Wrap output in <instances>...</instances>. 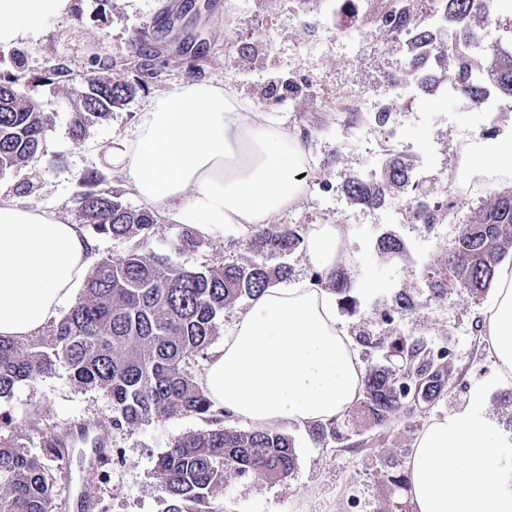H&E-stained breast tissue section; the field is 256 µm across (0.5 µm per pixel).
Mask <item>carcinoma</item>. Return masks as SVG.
Segmentation results:
<instances>
[{
	"label": "carcinoma",
	"instance_id": "1",
	"mask_svg": "<svg viewBox=\"0 0 512 512\" xmlns=\"http://www.w3.org/2000/svg\"><path fill=\"white\" fill-rule=\"evenodd\" d=\"M485 8L483 0H448L459 38L471 41V17ZM461 91L472 101L482 90L458 67ZM24 76L0 75V172L27 166L44 152L47 117L21 92ZM85 91L76 103L73 134L81 139L87 124L107 116L127 101L135 86L103 79L91 71L81 77ZM411 171L388 161L377 187L351 178L347 197L374 205L404 188ZM78 223L96 236L120 240V255H103L87 271L80 296L63 317L49 320L35 336L0 338V399L17 384L34 382L63 370L74 386L98 389L112 401L109 429L134 428L152 421L200 416L212 428L180 435L158 458L157 479L167 493L163 512H224V481L230 476L286 479L295 466L292 443L275 430L224 427V412L199 385L208 348L217 336V318L239 300L252 298L288 277L284 258L302 248L307 225L268 224L247 233L248 252L230 260H204L192 268L174 265L147 250L155 226L145 209L123 205L99 170L84 174L73 197ZM454 243L451 275L433 272L428 297H448V281L469 292L488 288L512 249V192L482 197ZM203 242L184 228L174 243L180 253L201 251ZM388 259L402 255L401 242L383 236L378 244ZM315 285L349 302L350 276L342 267L329 279L315 272ZM390 351L401 364L371 365L365 372L363 416L373 431L404 414L431 404L444 391L454 365L447 353L434 355L427 345L396 338ZM27 437L38 436L47 454L62 460L67 444L59 426L38 413L24 417ZM0 512H59L55 477L31 455L14 426L13 416L0 419Z\"/></svg>",
	"mask_w": 512,
	"mask_h": 512
}]
</instances>
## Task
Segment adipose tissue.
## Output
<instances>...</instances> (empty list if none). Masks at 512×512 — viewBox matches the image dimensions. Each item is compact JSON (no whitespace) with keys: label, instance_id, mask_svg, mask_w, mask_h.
<instances>
[{"label":"adipose tissue","instance_id":"1","mask_svg":"<svg viewBox=\"0 0 512 512\" xmlns=\"http://www.w3.org/2000/svg\"><path fill=\"white\" fill-rule=\"evenodd\" d=\"M71 0H0V45L38 38L43 21ZM312 151L282 120L249 111L211 80L185 79L155 95L133 136L107 158L146 206L206 237L228 224L271 223L304 196L301 172ZM472 170L512 179V147L489 145ZM308 262L330 275L347 261L337 224L310 225ZM97 256L81 225L0 195V337L37 333L69 304ZM495 357L467 405L431 421L408 463L413 512H512V438L488 415V389L512 383V266H501L487 306ZM365 367L336 319V300L308 281L253 297L211 354L200 377L213 409L258 430L340 420L360 399ZM496 446H489V439Z\"/></svg>","mask_w":512,"mask_h":512}]
</instances>
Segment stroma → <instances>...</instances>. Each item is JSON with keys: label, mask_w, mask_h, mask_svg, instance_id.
I'll return each instance as SVG.
<instances>
[{"label": "stroma", "mask_w": 512, "mask_h": 512, "mask_svg": "<svg viewBox=\"0 0 512 512\" xmlns=\"http://www.w3.org/2000/svg\"><path fill=\"white\" fill-rule=\"evenodd\" d=\"M182 0H71L68 14L45 20L37 42L0 46V73L24 72L25 96L47 117L45 153L41 161L20 171L0 173V192L12 195L20 182L33 186L28 199L74 220L71 203L84 173L98 169L108 175L120 200L141 208V200L107 160L112 142L132 135L144 103L173 83L193 76L230 84L250 110L275 112L312 133L314 171L330 197L347 207L344 183L356 172L371 167L373 158L349 155L337 148L336 115L305 97L289 98L288 42L294 31L288 24V0H196L201 21L197 30L205 52L197 65L178 53L171 42L158 45L156 78L138 89L109 116L90 124L82 141L72 136L77 77L88 70L104 78L134 81L139 61V35L156 30L166 15L180 10ZM402 57L398 46L375 39L372 50L355 56L348 50L312 60L315 80L324 99L336 97V84L353 81L377 93L399 73ZM63 64L68 74L45 79L47 60ZM448 123L431 131L420 125L406 127L407 142L431 141L440 163L455 157L454 135L468 132L470 116L458 111L455 102L444 106ZM182 227L158 218L150 249L170 257L183 267L209 259L219 261L246 248L242 233L225 230L223 237L208 238L195 254H178L173 243ZM456 224L388 222L387 215L373 211L368 223L349 227L348 248L353 261L348 272L353 280L351 304L337 305L336 315L348 335L366 334L368 344L355 349L364 366L382 363L388 352V331L403 339L421 340L428 348L449 349L455 363L453 383L433 405L410 417L394 420L382 435L365 430L357 421L340 420L342 440L317 441L308 429L290 427L286 433L295 447L296 465L287 479L274 482L228 477L224 482V512H392L395 504L407 503V462L423 427L434 417L465 404L475 385L489 370L490 345L484 330L490 292L472 294L452 288L441 302L428 301L426 268L447 269ZM393 234L409 250L402 263L381 257L378 242ZM406 289L418 300L416 309L386 323L394 292ZM41 412L69 433V462L57 476L61 512H162L164 487L155 477L158 457L174 437L208 429L207 421L183 416L113 433L111 447L120 449L122 462L111 469L104 485L87 480L88 460L77 437L81 423L104 421L112 407L103 392L75 387L64 372L17 386L11 399L0 401V412L15 420Z\"/></svg>", "instance_id": "stroma-1"}]
</instances>
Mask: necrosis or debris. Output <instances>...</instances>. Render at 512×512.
<instances>
[{
  "instance_id": "necrosis-or-debris-1",
  "label": "necrosis or debris",
  "mask_w": 512,
  "mask_h": 512,
  "mask_svg": "<svg viewBox=\"0 0 512 512\" xmlns=\"http://www.w3.org/2000/svg\"><path fill=\"white\" fill-rule=\"evenodd\" d=\"M372 2L322 0L319 23L328 28L332 36L316 40L296 38L291 50L295 68H304L314 54L330 50L335 41L345 40L353 31L358 34L352 45L353 52L366 54L371 44L360 16L368 11ZM433 3L432 12L421 16L420 22L436 34L442 45L451 49V64L439 65L435 50L417 42L411 30L393 27L383 30L387 39L401 47L404 58L417 57L437 69L438 76L432 88H424L418 72L406 66L402 68L400 77L391 83L386 96L372 94L356 83L340 85L336 91L337 112L346 115L354 113L360 117L359 122L353 124L346 121L337 124V132L344 135L341 150L357 154L366 152L384 159L395 154L408 164L413 186L406 190L393 211L408 216L413 224L417 223V214L423 208L440 212L442 223H456L458 211L449 206L448 195L456 191L460 181L467 179L468 172L462 158H455L452 165L440 168L430 157L427 145L409 147L401 137L406 124L423 120L433 130L445 125L447 114L443 112L442 104L452 96L459 110L472 113L474 126L483 132L501 136L505 144H512V101L503 99L495 84L496 73L503 60L512 58V41L497 44L490 50H476L472 43L458 38L456 24L444 0H433ZM460 61L467 66L470 82L483 90V99L479 104H472L459 90L456 64ZM377 112L388 115L389 129L382 140L375 138L368 121L369 116ZM421 184L429 189L427 197L422 199L415 192L416 186Z\"/></svg>"
}]
</instances>
